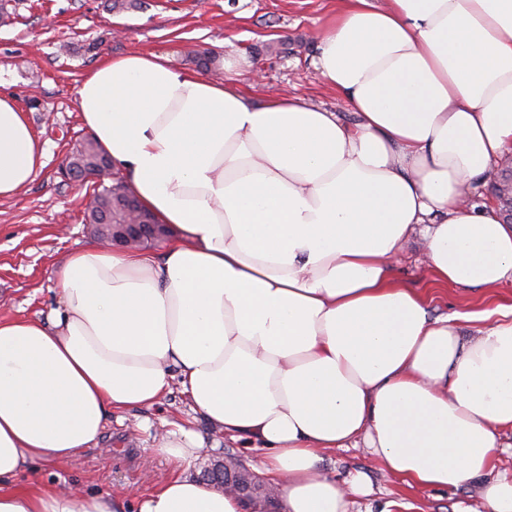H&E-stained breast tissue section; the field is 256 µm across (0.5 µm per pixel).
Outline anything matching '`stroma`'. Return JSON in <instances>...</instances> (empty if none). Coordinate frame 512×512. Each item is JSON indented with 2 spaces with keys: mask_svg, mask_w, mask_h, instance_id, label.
I'll return each instance as SVG.
<instances>
[{
  "mask_svg": "<svg viewBox=\"0 0 512 512\" xmlns=\"http://www.w3.org/2000/svg\"><path fill=\"white\" fill-rule=\"evenodd\" d=\"M11 22L0 24V92L11 94L44 142L45 166L18 195L0 199V318H46L59 294L56 271L94 238L84 221L86 185L68 180L59 168L75 139L88 136L76 97L86 73L104 58L130 52L166 56L183 70H194L190 51L211 49L222 60L247 59L252 72L238 81L253 102L269 95H297L336 112L347 107L320 84L310 60L314 39L336 13V0H138L134 7L109 10L107 0H9ZM262 81H255L254 73ZM405 286L423 293L432 317L462 316L465 335L479 328L474 313L512 306V282L488 290L437 284L419 244L391 260ZM184 427L203 442L196 475L204 464L235 455L257 470L262 451L216 431L191 410L178 382L151 408L107 412L97 445L72 460L45 466L44 483L74 485L88 492H110L134 500L154 490L172 472L154 449L163 429ZM322 466L337 478L361 472L372 492L355 497L351 512H470L474 487H411L381 470L363 448L323 455Z\"/></svg>",
  "mask_w": 512,
  "mask_h": 512,
  "instance_id": "obj_1",
  "label": "stroma"
}]
</instances>
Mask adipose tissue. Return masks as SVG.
Segmentation results:
<instances>
[{
	"label": "adipose tissue",
	"instance_id": "adipose-tissue-1",
	"mask_svg": "<svg viewBox=\"0 0 512 512\" xmlns=\"http://www.w3.org/2000/svg\"><path fill=\"white\" fill-rule=\"evenodd\" d=\"M317 78L353 113L301 97L256 105L231 80L153 53L109 57L78 89L85 126L144 208L163 256L95 242L57 273L47 319H0V512H246L198 480L194 432H167L174 474L135 503L20 479L97 442L107 410L153 406L178 370L194 411L265 452L283 512H349L364 474L322 472L364 443L411 486L477 489L512 432V313L463 342L399 284L418 237L439 283L512 281V224L462 198L512 147V0H342ZM46 149L0 94V199Z\"/></svg>",
	"mask_w": 512,
	"mask_h": 512
}]
</instances>
